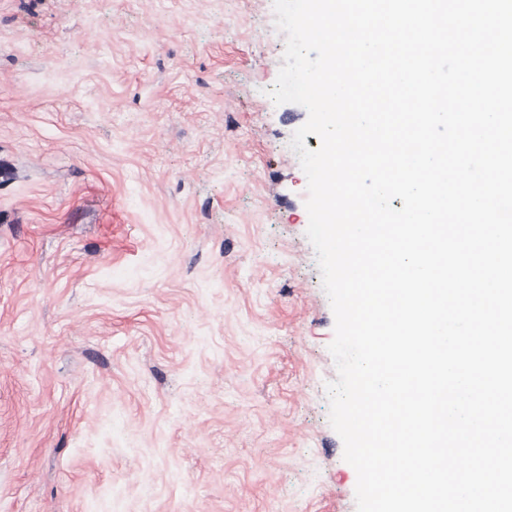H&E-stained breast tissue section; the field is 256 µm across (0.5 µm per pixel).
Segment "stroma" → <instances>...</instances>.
Here are the masks:
<instances>
[{
	"label": "stroma",
	"instance_id": "obj_1",
	"mask_svg": "<svg viewBox=\"0 0 512 512\" xmlns=\"http://www.w3.org/2000/svg\"><path fill=\"white\" fill-rule=\"evenodd\" d=\"M273 0H0V512H357Z\"/></svg>",
	"mask_w": 512,
	"mask_h": 512
}]
</instances>
